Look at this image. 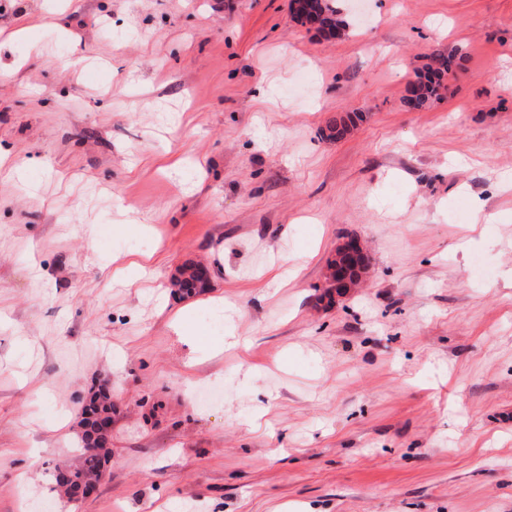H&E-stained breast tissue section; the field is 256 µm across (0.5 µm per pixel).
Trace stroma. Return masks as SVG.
I'll return each instance as SVG.
<instances>
[{"label": "stroma", "mask_w": 512, "mask_h": 512, "mask_svg": "<svg viewBox=\"0 0 512 512\" xmlns=\"http://www.w3.org/2000/svg\"><path fill=\"white\" fill-rule=\"evenodd\" d=\"M349 18L0 0V512H512V0ZM351 238L370 277L333 301ZM103 386L74 506L50 475ZM435 63L437 67L434 69L430 68L427 72V75L433 74L434 79L428 78L429 80L421 86L418 94L414 98H406L409 105L417 108L422 107L431 98L438 97L439 91L444 88V78L448 75V72L451 71L454 60L452 59V56L444 57L440 55L435 58Z\"/></svg>", "instance_id": "stroma-1"}]
</instances>
